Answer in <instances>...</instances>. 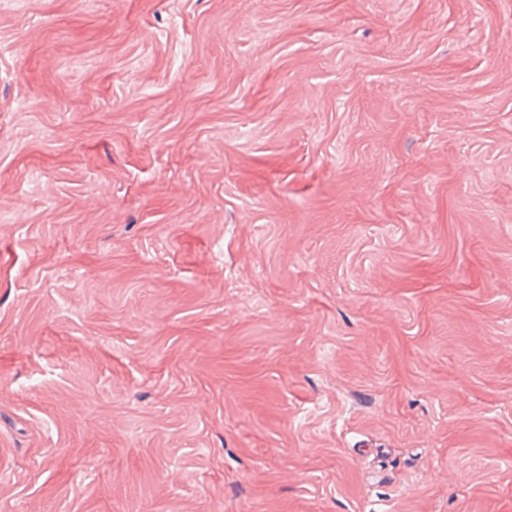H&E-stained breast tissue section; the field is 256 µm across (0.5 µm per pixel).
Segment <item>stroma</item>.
<instances>
[{"label":"stroma","instance_id":"35a3bbf8","mask_svg":"<svg viewBox=\"0 0 512 512\" xmlns=\"http://www.w3.org/2000/svg\"><path fill=\"white\" fill-rule=\"evenodd\" d=\"M0 512H512V0H0Z\"/></svg>","mask_w":512,"mask_h":512}]
</instances>
